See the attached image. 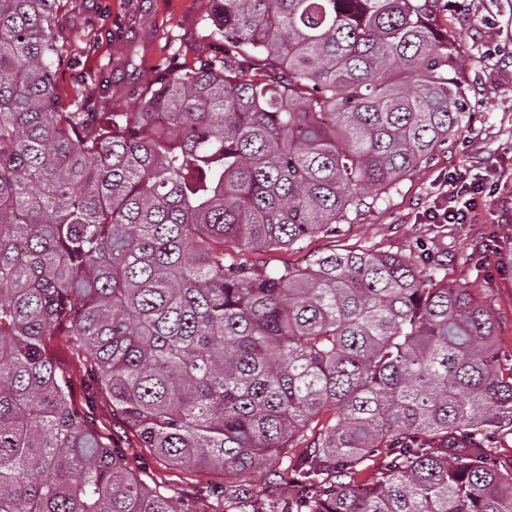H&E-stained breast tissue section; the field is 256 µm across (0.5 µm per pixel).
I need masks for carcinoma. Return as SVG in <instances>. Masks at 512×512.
Masks as SVG:
<instances>
[{"mask_svg":"<svg viewBox=\"0 0 512 512\" xmlns=\"http://www.w3.org/2000/svg\"><path fill=\"white\" fill-rule=\"evenodd\" d=\"M55 2L0 0V512H200L74 412L61 330L144 447L224 473V512H512V376L470 289L423 253L224 256L335 231L471 118L439 0H212L254 74L167 70L136 112L58 109Z\"/></svg>","mask_w":512,"mask_h":512,"instance_id":"cac0c4a2","label":"carcinoma"}]
</instances>
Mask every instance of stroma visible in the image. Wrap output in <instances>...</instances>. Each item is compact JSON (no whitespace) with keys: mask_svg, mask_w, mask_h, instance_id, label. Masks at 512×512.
Masks as SVG:
<instances>
[{"mask_svg":"<svg viewBox=\"0 0 512 512\" xmlns=\"http://www.w3.org/2000/svg\"><path fill=\"white\" fill-rule=\"evenodd\" d=\"M211 0H58L55 24L63 64L57 73L61 110L136 111L140 94L159 72L189 71L223 54L224 39L210 21ZM441 20L461 35L464 66L458 75L468 90L473 119L376 203L352 215L335 232L289 248L242 252L225 243L230 259L246 258L258 269L297 265L315 252L333 250L409 254L422 249L451 283L467 286L486 301L496 324L500 369L512 375V0H450ZM508 173L506 183L479 196L472 224H430L427 205L457 173L487 168ZM48 349L69 378L77 414L88 420L147 484L202 512H223L207 490L223 482L217 472L178 468L143 447L129 426L113 416L104 393L89 395L90 358L70 337L51 338Z\"/></svg>","mask_w":512,"mask_h":512,"instance_id":"stroma-1","label":"stroma"}]
</instances>
